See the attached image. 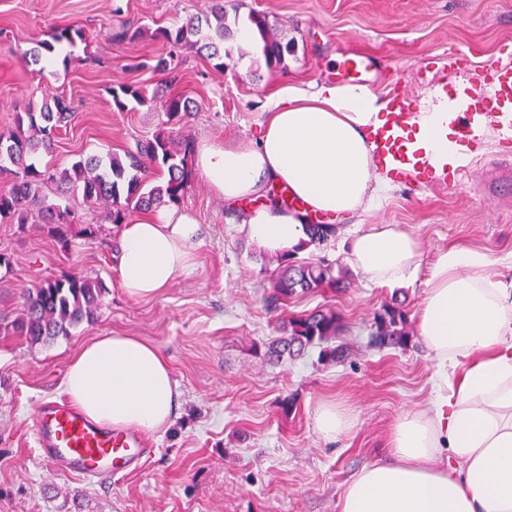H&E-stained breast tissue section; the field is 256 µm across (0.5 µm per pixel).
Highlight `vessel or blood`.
<instances>
[{"label": "vessel or blood", "instance_id": "obj_1", "mask_svg": "<svg viewBox=\"0 0 512 512\" xmlns=\"http://www.w3.org/2000/svg\"><path fill=\"white\" fill-rule=\"evenodd\" d=\"M358 76L378 74L377 57L356 52L338 64ZM488 104L503 117L504 130L512 135V62L497 58L483 65L471 87L449 98L462 129H469L480 105ZM413 111L405 99L395 100L374 142L382 169L405 177L435 178L429 157L414 149ZM33 427L42 457L57 471L72 475L111 478L136 470L152 450L151 442L134 430H111L92 423L66 403L44 402L36 411Z\"/></svg>", "mask_w": 512, "mask_h": 512}]
</instances>
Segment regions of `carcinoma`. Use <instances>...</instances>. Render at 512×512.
<instances>
[{"label":"carcinoma","mask_w":512,"mask_h":512,"mask_svg":"<svg viewBox=\"0 0 512 512\" xmlns=\"http://www.w3.org/2000/svg\"><path fill=\"white\" fill-rule=\"evenodd\" d=\"M212 17L192 16L180 27L160 28L156 36L176 48L209 51L215 60L214 69L224 70L221 46L230 36L226 23L227 13L222 0L211 8ZM262 41L263 54L269 64H280L288 46L269 35L266 15H249ZM84 39L82 31L71 26L58 27L51 39L42 40L27 50L23 59L39 62L55 47L74 45ZM115 105L125 108V99L146 102L138 87L121 85L111 88ZM152 101L159 104L168 121L180 119L189 112V100L167 87L155 92ZM74 117L73 107L58 95L45 98L40 109L32 107L16 114L14 126L0 131V161L10 166L0 173L12 176L9 190L0 192V224H15L22 229L28 224H48L62 247L70 246L72 226L79 223L74 207L48 200L44 188L48 183L57 185L62 197L81 194L86 204L103 207L105 219L111 224H124L137 211H150L153 207L180 205L190 188L191 170L188 168L189 144L184 149L173 147L174 139L158 133L152 139L139 141L135 149L124 154L90 155L73 162L61 170L41 171L33 161L40 150L50 153L56 132L68 126ZM153 166L167 173L158 185H149L146 167ZM310 243L320 245L336 235L334 224H307ZM342 282L334 275V265L324 259L297 261L295 258L278 259V268L272 275V293L267 297L269 306L279 307L298 292H311L320 288H333ZM102 284L82 272L72 270L50 278L37 287L21 292V313L9 327L16 335L31 344H39L57 336L69 335L71 327L82 320L93 318L101 306ZM375 332L372 342L379 348H406L410 343V330L405 313L396 305H385L373 317ZM341 324L331 312L314 311L306 316L282 321L284 335L271 341L266 355L279 359L285 355L302 354L307 348L318 346L325 358L337 360L340 352L327 343L336 338Z\"/></svg>","instance_id":"1"}]
</instances>
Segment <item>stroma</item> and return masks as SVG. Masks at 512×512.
<instances>
[{"instance_id": "35a3bbf8", "label": "stroma", "mask_w": 512, "mask_h": 512, "mask_svg": "<svg viewBox=\"0 0 512 512\" xmlns=\"http://www.w3.org/2000/svg\"><path fill=\"white\" fill-rule=\"evenodd\" d=\"M210 6L211 0H0V129L46 96L70 99L71 124L52 153L35 158L38 168L52 170L93 154L123 153L163 130L178 143L255 140L282 90L338 84L336 64L352 52L380 58L370 88L387 101L399 93L417 101L437 86L454 93L460 81L474 82L488 60L512 52V0H226L237 23L265 13L271 37L292 50L283 65L270 67L261 44L233 37L218 71L206 53L173 49L156 35ZM61 26L86 35L69 60H22L23 51ZM452 48L466 55L460 67L448 64ZM159 56L173 57L172 73L145 68ZM169 80L192 107L176 125L155 103L130 100L121 110L109 93L120 85L150 93ZM459 143L473 156L468 182L387 177L370 209L339 222L335 239L302 254L346 270L345 287L297 294L278 310L266 302L276 258L240 230L246 204L225 206L197 172L182 203L200 226L193 269L151 299L123 293L119 229L99 211L77 204L83 233L67 249L46 225L0 224V253L10 259L0 268L1 320L15 318L22 289L74 269L105 288L94 319L69 335L32 344L0 328V512H339L345 483L387 457L394 423L433 398V362L420 336L405 349L370 343L382 305L399 303L416 321L423 279L373 284L347 261V238L367 224H397L418 236L427 262L457 243L486 252L491 273H505L512 262V185L489 194L477 189L496 161L512 160V142ZM321 309L341 318L342 362L321 360L315 347L278 361L256 353V345L279 336L283 319ZM111 334L159 349L179 408L165 430L152 434L153 452L141 468L109 479L58 474L41 457L34 413L41 402L61 399L81 347ZM324 402L352 418L334 441L314 427Z\"/></svg>"}]
</instances>
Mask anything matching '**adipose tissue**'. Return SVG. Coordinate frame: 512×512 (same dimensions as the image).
I'll return each mask as SVG.
<instances>
[{"instance_id":"1","label":"adipose tissue","mask_w":512,"mask_h":512,"mask_svg":"<svg viewBox=\"0 0 512 512\" xmlns=\"http://www.w3.org/2000/svg\"><path fill=\"white\" fill-rule=\"evenodd\" d=\"M446 102L428 93L412 122L415 149L436 170L467 157L444 125ZM386 105L367 87L289 89L269 111L257 141L200 142L193 167L226 205L287 187L300 207L270 203L246 212V236L271 255L298 254L314 215L367 209L381 178L372 130ZM194 218L179 207L121 227L120 286L150 298L191 271ZM422 246L398 226L367 225L349 241L350 263L370 280L401 286L426 275L417 330L433 360L429 407L403 415L388 440L389 458L360 469L343 489L339 512H512V278L492 276L487 253L466 246L422 265ZM90 421L155 433L178 407L171 369L135 336H100L71 362L62 388Z\"/></svg>"}]
</instances>
